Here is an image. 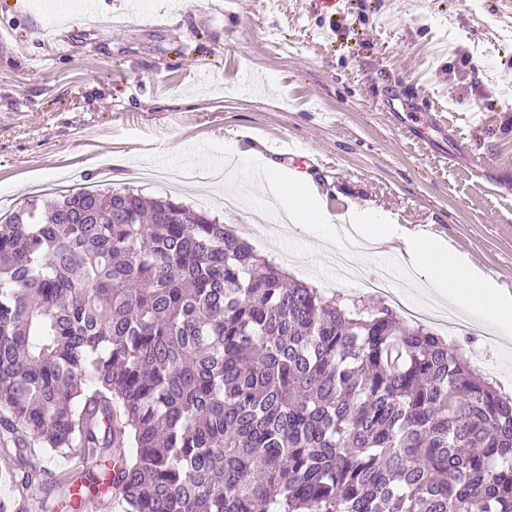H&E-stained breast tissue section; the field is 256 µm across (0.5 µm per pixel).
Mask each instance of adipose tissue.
<instances>
[{"mask_svg":"<svg viewBox=\"0 0 512 512\" xmlns=\"http://www.w3.org/2000/svg\"><path fill=\"white\" fill-rule=\"evenodd\" d=\"M241 164L251 172L258 194L273 199L287 223L341 248V239L329 231L330 218L305 177L283 173L259 151L243 157ZM345 219L357 225L365 239L388 244L403 269L425 272L432 293L495 327L501 336H512V296L503 293L468 255L439 238L406 235L391 214L368 207L351 206Z\"/></svg>","mask_w":512,"mask_h":512,"instance_id":"ef3b65f1","label":"adipose tissue"}]
</instances>
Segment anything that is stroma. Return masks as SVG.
<instances>
[{
  "label": "stroma",
  "instance_id": "1",
  "mask_svg": "<svg viewBox=\"0 0 512 512\" xmlns=\"http://www.w3.org/2000/svg\"><path fill=\"white\" fill-rule=\"evenodd\" d=\"M0 0V220L33 194L132 189L172 196L239 232L290 278L359 298L335 255L283 232L273 205L236 210L202 179L229 158L298 149L332 216L357 203L438 236L512 291V0ZM191 148L184 156L179 146ZM360 274L388 272L407 306L423 272L351 242ZM476 317L432 330L512 395V344Z\"/></svg>",
  "mask_w": 512,
  "mask_h": 512
}]
</instances>
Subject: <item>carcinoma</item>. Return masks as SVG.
<instances>
[{
    "label": "carcinoma",
    "instance_id": "obj_1",
    "mask_svg": "<svg viewBox=\"0 0 512 512\" xmlns=\"http://www.w3.org/2000/svg\"><path fill=\"white\" fill-rule=\"evenodd\" d=\"M94 459L54 512H512V397L431 330L287 281L219 221L125 189L0 224V454Z\"/></svg>",
    "mask_w": 512,
    "mask_h": 512
}]
</instances>
